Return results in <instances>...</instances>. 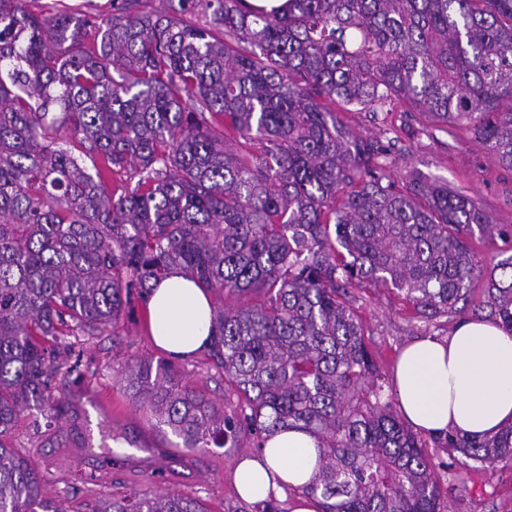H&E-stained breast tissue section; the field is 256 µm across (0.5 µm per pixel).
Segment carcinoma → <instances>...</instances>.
Here are the masks:
<instances>
[{
    "instance_id": "1",
    "label": "carcinoma",
    "mask_w": 512,
    "mask_h": 512,
    "mask_svg": "<svg viewBox=\"0 0 512 512\" xmlns=\"http://www.w3.org/2000/svg\"><path fill=\"white\" fill-rule=\"evenodd\" d=\"M401 102L466 125L512 172V0H112L104 23L0 0V512H65L3 436L26 412H61L66 337L116 328L173 269L237 298L211 310L204 352L245 404L225 414L162 361L121 368L182 447L250 434L262 449L294 427L317 441L299 491L319 512H445L347 288H394L424 321L462 303L512 333V254L479 264L484 211L446 183L396 188L377 163L393 139L338 116ZM445 443L512 461V425ZM99 512L207 509L167 492Z\"/></svg>"
}]
</instances>
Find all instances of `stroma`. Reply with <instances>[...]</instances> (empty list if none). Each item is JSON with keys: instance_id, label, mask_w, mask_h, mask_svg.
<instances>
[{"instance_id": "35a3bbf8", "label": "stroma", "mask_w": 512, "mask_h": 512, "mask_svg": "<svg viewBox=\"0 0 512 512\" xmlns=\"http://www.w3.org/2000/svg\"><path fill=\"white\" fill-rule=\"evenodd\" d=\"M340 118L353 133L396 138V148L382 161L395 183L413 172L445 182L449 190L475 201L496 229L492 235L474 236L471 247L479 261L493 264L512 254V172L502 169L465 127L445 130L399 111L344 112ZM349 297L365 343L387 381L407 343L424 336L447 337L458 324L454 317L422 322L390 287L356 286ZM165 357L150 337L140 306L120 321L116 333L74 336L69 347L58 350L54 393L63 402L61 414L48 419L30 412L5 442L44 476L49 497L61 501L67 512H95L103 501L130 492H176L200 499L208 512H262L261 505L243 501L233 483L238 461L256 452L252 439L239 448L186 452L170 429L155 427L150 411L131 398L120 367ZM173 365L225 413L240 411L242 399L202 355L174 360ZM421 441L448 512H512V463L475 468L439 439L425 435Z\"/></svg>"}]
</instances>
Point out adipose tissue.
<instances>
[{"label": "adipose tissue", "mask_w": 512, "mask_h": 512, "mask_svg": "<svg viewBox=\"0 0 512 512\" xmlns=\"http://www.w3.org/2000/svg\"><path fill=\"white\" fill-rule=\"evenodd\" d=\"M211 302L196 283L173 271L152 289L149 331L154 344L176 359L194 356L211 334ZM394 392L415 430L443 437L483 439L512 424V334L490 321L465 319L447 338L408 345L394 368ZM316 440L290 428L235 469L239 496L249 502L281 498L309 483Z\"/></svg>", "instance_id": "1"}]
</instances>
